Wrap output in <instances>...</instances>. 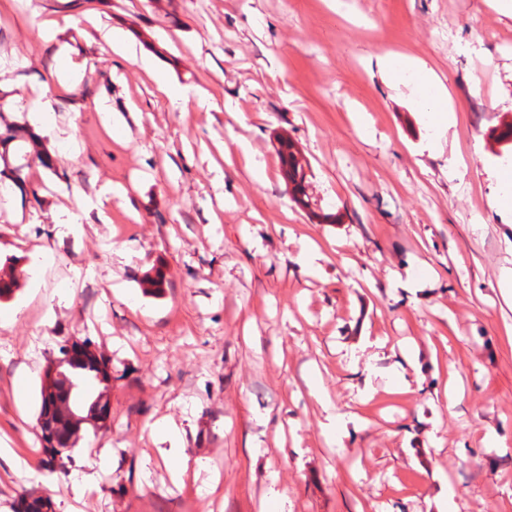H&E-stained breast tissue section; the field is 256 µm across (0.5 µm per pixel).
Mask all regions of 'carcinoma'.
<instances>
[{"instance_id":"carcinoma-1","label":"carcinoma","mask_w":512,"mask_h":512,"mask_svg":"<svg viewBox=\"0 0 512 512\" xmlns=\"http://www.w3.org/2000/svg\"><path fill=\"white\" fill-rule=\"evenodd\" d=\"M276 151L281 158L282 176L288 185L293 202L308 211L323 224L336 223V215L321 211L315 212L306 194L308 162L294 144L282 137L277 138ZM164 276L160 272H148L142 280V288L147 294L160 295L163 291ZM90 343L74 342L71 347L84 351V358L78 362H64L61 357L65 346H60L58 354L50 359V364L41 379V403L59 402L63 408L73 412L79 419L91 422L93 428L103 426L109 416L108 391L112 382V371L108 361L100 354L88 349ZM37 426L47 463L55 465L70 457L78 443L76 432L68 427L66 415L48 416L39 411ZM54 504L49 498L20 496L17 512H53Z\"/></svg>"}]
</instances>
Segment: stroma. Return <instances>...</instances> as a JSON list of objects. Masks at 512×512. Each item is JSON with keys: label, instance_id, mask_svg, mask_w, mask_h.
<instances>
[{"label": "stroma", "instance_id": "stroma-1", "mask_svg": "<svg viewBox=\"0 0 512 512\" xmlns=\"http://www.w3.org/2000/svg\"><path fill=\"white\" fill-rule=\"evenodd\" d=\"M63 16L75 80L51 88L37 129L20 100L57 66L39 23ZM93 16L206 107L180 111L96 41ZM390 54L446 91L454 119L434 149ZM0 60L17 95L0 108V155L21 168L0 199V256L18 271L47 259L36 295L0 304V446L22 460L0 461V512L22 494L67 512L88 473L84 512H255L276 493L285 512H512V207L496 177L512 163L498 138L512 123V12L499 0H0ZM276 133L338 223L291 202ZM108 183L127 196L71 225ZM156 269L164 293L144 295ZM85 339L112 363L111 419L61 475L45 468L39 384L50 351ZM396 373L408 391L390 390ZM330 412L346 422L337 443L321 433ZM163 418L197 465L179 483L153 430Z\"/></svg>", "mask_w": 512, "mask_h": 512}]
</instances>
